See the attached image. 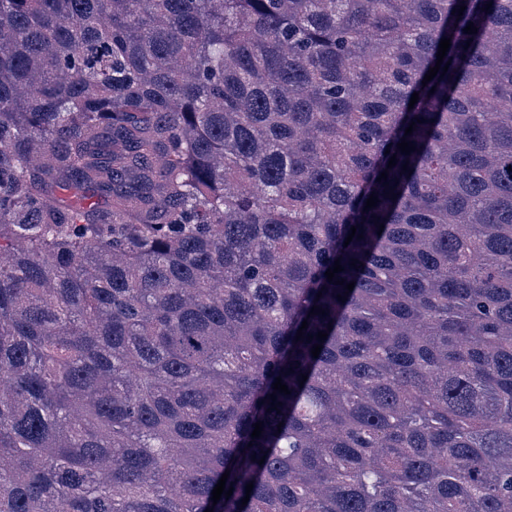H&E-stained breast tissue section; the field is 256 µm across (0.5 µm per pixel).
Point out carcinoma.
Here are the masks:
<instances>
[{"label":"carcinoma","mask_w":512,"mask_h":512,"mask_svg":"<svg viewBox=\"0 0 512 512\" xmlns=\"http://www.w3.org/2000/svg\"><path fill=\"white\" fill-rule=\"evenodd\" d=\"M207 509L512 512V0H0V512Z\"/></svg>","instance_id":"1"}]
</instances>
